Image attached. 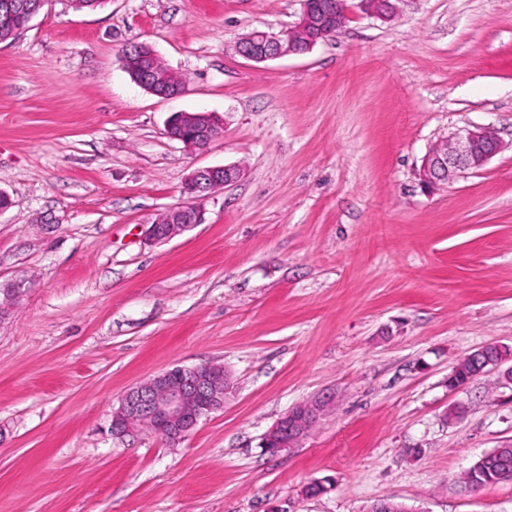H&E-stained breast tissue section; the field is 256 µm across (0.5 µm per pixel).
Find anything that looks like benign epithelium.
Instances as JSON below:
<instances>
[{
    "label": "benign epithelium",
    "instance_id": "1",
    "mask_svg": "<svg viewBox=\"0 0 512 512\" xmlns=\"http://www.w3.org/2000/svg\"><path fill=\"white\" fill-rule=\"evenodd\" d=\"M395 0H359V8L367 15L390 20L396 14ZM349 6L341 0H330L320 10L303 0L299 25L306 26L311 36L305 45L298 44L291 28L271 32L255 28L237 42L238 53L254 62H266L290 55L309 52L317 43L332 39L347 24ZM136 61L131 79L145 91L160 98L181 96L174 87L162 89L144 77L151 70L155 56L153 48L137 43ZM167 135L190 150L202 149L222 134V121L215 112H174L167 122ZM444 151H430L419 170L420 181L427 186L453 181L459 174L483 167L504 149L497 133L479 125L458 128L448 136ZM242 174L236 165L200 167L191 172L185 183V193L193 198L226 187ZM201 222L200 210L191 202L167 210L148 228V238L165 242ZM479 361L477 375L501 369L505 360L488 355L487 347L468 354ZM232 389L230 376L221 366L205 363L176 366L127 390L112 416V433H166L173 441L186 437L201 419L224 408L226 395ZM331 406V399L318 396L291 408L263 435L262 448L277 455L294 447Z\"/></svg>",
    "mask_w": 512,
    "mask_h": 512
}]
</instances>
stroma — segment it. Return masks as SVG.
Returning <instances> with one entry per match:
<instances>
[{
    "instance_id": "35a3bbf8",
    "label": "stroma",
    "mask_w": 512,
    "mask_h": 512,
    "mask_svg": "<svg viewBox=\"0 0 512 512\" xmlns=\"http://www.w3.org/2000/svg\"><path fill=\"white\" fill-rule=\"evenodd\" d=\"M302 0H49L0 43V512H512V483L464 474L512 446V383L448 375L512 348V0L353 10L309 53L256 63L235 45L296 25ZM148 44L186 82L161 99L121 64ZM180 111L219 113L185 151ZM468 124L504 150L436 188L423 157ZM242 176L202 224L146 231L192 170ZM214 363L234 384L179 443L116 436L131 386ZM323 392L295 448L264 433ZM313 480L330 483L303 496ZM216 112H174L167 122V135L190 150L202 149L222 134Z\"/></svg>"
}]
</instances>
